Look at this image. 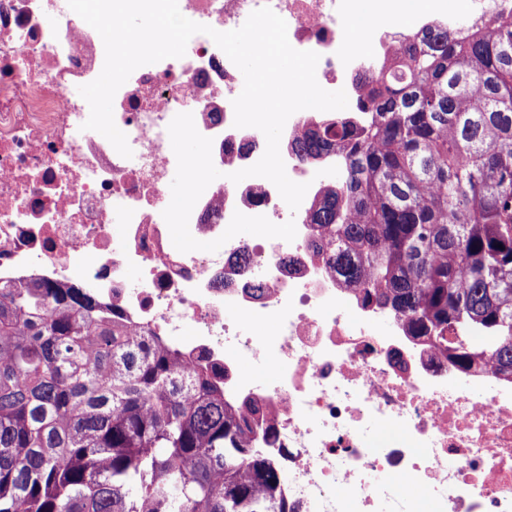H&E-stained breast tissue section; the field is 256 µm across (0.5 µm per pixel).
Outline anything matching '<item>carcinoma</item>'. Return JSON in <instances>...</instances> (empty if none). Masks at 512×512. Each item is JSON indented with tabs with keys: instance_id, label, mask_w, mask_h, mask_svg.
Segmentation results:
<instances>
[{
	"instance_id": "cac0c4a2",
	"label": "carcinoma",
	"mask_w": 512,
	"mask_h": 512,
	"mask_svg": "<svg viewBox=\"0 0 512 512\" xmlns=\"http://www.w3.org/2000/svg\"><path fill=\"white\" fill-rule=\"evenodd\" d=\"M359 108L296 142L347 160L309 215L330 264L453 366L512 379V14L423 34ZM223 379L83 288L0 286V512H288Z\"/></svg>"
}]
</instances>
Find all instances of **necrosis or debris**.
Listing matches in <instances>:
<instances>
[{
	"label": "necrosis or debris",
	"instance_id": "obj_1",
	"mask_svg": "<svg viewBox=\"0 0 512 512\" xmlns=\"http://www.w3.org/2000/svg\"><path fill=\"white\" fill-rule=\"evenodd\" d=\"M363 44L345 31L359 0H178L188 19L225 32L269 6L293 48L320 59V86L356 101L365 58L398 53L440 11L402 24L395 0H377ZM105 61L98 32L67 0H0V285L49 280L90 289L133 329L224 369V401L256 403L252 446L286 471L292 512H512V381L462 371L403 321L344 287L327 257L332 235L308 216L345 156H300L295 141L330 115L286 122L280 154L307 184L298 209L253 176L212 184L191 235L220 238L234 212L294 221L293 241L237 235L215 252L177 250L163 212L177 160L168 126L192 114L212 140L215 167L232 173L264 154L263 133L234 125L240 71L206 34L186 54L137 68L113 99L133 152L100 133L79 88ZM136 280H129L130 270ZM275 325L268 336L254 326ZM271 439H263L264 431Z\"/></svg>",
	"mask_w": 512,
	"mask_h": 512
}]
</instances>
